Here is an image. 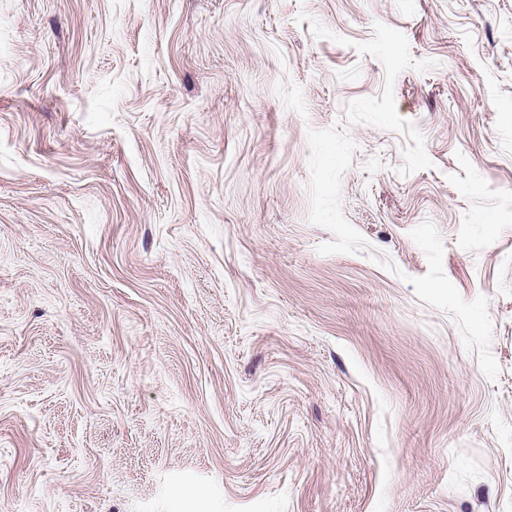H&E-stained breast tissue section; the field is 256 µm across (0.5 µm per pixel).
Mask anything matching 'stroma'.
Instances as JSON below:
<instances>
[{"label": "stroma", "mask_w": 512, "mask_h": 512, "mask_svg": "<svg viewBox=\"0 0 512 512\" xmlns=\"http://www.w3.org/2000/svg\"><path fill=\"white\" fill-rule=\"evenodd\" d=\"M0 512H512V0H0Z\"/></svg>", "instance_id": "1"}]
</instances>
